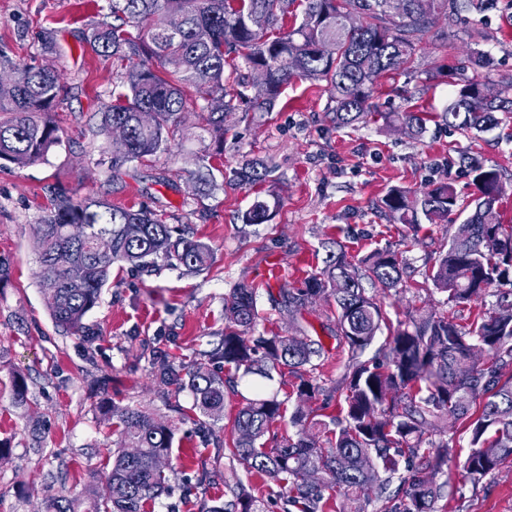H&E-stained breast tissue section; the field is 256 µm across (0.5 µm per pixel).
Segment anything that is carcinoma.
Instances as JSON below:
<instances>
[{"mask_svg":"<svg viewBox=\"0 0 512 512\" xmlns=\"http://www.w3.org/2000/svg\"><path fill=\"white\" fill-rule=\"evenodd\" d=\"M391 0H112V22L91 28L87 38L102 57L125 64L112 104L104 106L98 135L112 151V170L167 152L189 116L200 114L209 145L196 165L209 172L224 152V119L231 112H272L285 86L294 79L325 83L333 121L339 127L367 121L375 111V93L384 79L417 72L416 46L434 40L448 48L439 23H454L467 12H485L494 0H400L401 17L389 16ZM358 11V30L345 29V14ZM267 25L259 28L256 18ZM269 71L264 85L250 74ZM13 88L0 95V163L23 168L43 161L62 141L54 118L63 73L53 64L15 62L0 52V77ZM473 75L454 94L440 118L462 131L483 132L499 124V113H512V79L498 96L486 99ZM195 94H190L189 90ZM142 112L153 113L143 126ZM386 125L400 124L413 137L426 132L428 113H383ZM476 188L474 209L458 225L448 247L431 261L434 288L456 307L487 294L496 297L490 311L461 326L448 312L434 311L398 325L383 356L361 355L374 342L384 315L375 288L398 286L405 259L388 247L358 262L339 248L320 270L298 287L279 288L281 305L300 312L319 298L334 300L336 339L348 350L351 372L340 417L316 418L311 403L320 387L304 378L316 369L321 341L280 335L258 328V289L242 283L224 299V336L209 353L227 374L194 367L153 352L154 376L177 392L189 391L200 418L224 411L226 396L245 384L253 393L225 431L217 447L279 488V497L300 512H325L342 500L340 512H436L434 504L448 484L453 447L442 437V422L469 424L471 450L463 469L479 485L512 462V225L501 222L497 169L471 165ZM272 170L245 160L232 182L247 185L267 179ZM50 206L36 227L40 247V288L56 325L82 336L91 334L87 314L101 299L112 265L135 270L183 268L200 273L213 261L212 248L166 223L147 208H127L103 198L77 199L57 185L46 187ZM271 191L243 216L263 224L280 208ZM457 206L449 182L423 189L391 188L379 208L397 223L417 231L422 222L448 223ZM299 379L289 429L274 431L284 402L266 392L274 376ZM483 401L480 415L471 409ZM112 467L107 480L117 493L90 502L87 512H146L168 490V477L156 459L169 456L176 426L158 420L143 406L114 402ZM210 512H261L243 486L227 506Z\"/></svg>","mask_w":512,"mask_h":512,"instance_id":"1","label":"carcinoma"}]
</instances>
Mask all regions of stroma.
I'll return each mask as SVG.
<instances>
[{"label": "stroma", "instance_id": "obj_1", "mask_svg": "<svg viewBox=\"0 0 512 512\" xmlns=\"http://www.w3.org/2000/svg\"><path fill=\"white\" fill-rule=\"evenodd\" d=\"M78 3L0 0V50L17 62L59 61L65 68V92L56 114L64 144L45 161L0 167V258L10 264L8 279L0 282V440L10 444L0 458V512H49L54 498L90 490L106 496L113 437L100 402H139L166 421L176 417L169 403L192 412L189 392H174L154 378L152 353L161 351L189 365L207 363L208 352L224 334L225 298L239 283L255 281L266 260L277 259L294 285L322 267L327 241L357 259L386 246L402 252L407 262L402 281L381 299L388 324L373 343L378 349L387 342L391 325L439 307L441 294L428 289L430 259L447 247L475 192L462 156L499 170L504 190L498 209L503 223L512 224V116L476 136L449 128L439 118L461 75H479L494 89L512 76V0H496L486 14L450 25L447 51L429 41L419 44L417 73L399 79L398 94L379 89L374 101L380 115L366 124L336 126L328 92L306 81L289 84L274 112L228 115L224 171L246 157L272 166L271 181L219 186L207 197L191 190L197 170L192 153L200 147L193 121L184 126L172 152L113 171L93 118L111 103L120 70L78 40L80 32L110 19V0H90L84 10ZM47 36L63 49L62 58L45 52ZM476 47L491 54L490 64L480 69L471 64ZM416 109L433 115L419 139L381 118L388 111ZM440 181L453 183L460 208L447 223L422 225L417 236L378 207L391 187L416 189ZM55 182L80 199L146 206L167 223L188 225L194 238L213 247L214 265L199 274L113 266L100 304L86 316L92 335L62 331L39 287L35 235L47 203L45 187ZM271 186L283 202L274 218L243 223V213ZM277 292L274 285L259 289L261 327L282 335L302 329L321 340L324 354L312 377L322 392L312 406L339 415L345 406L341 391L348 353L329 333L333 307L319 300L298 314L279 310L270 300ZM17 374L28 387L23 406L12 387ZM240 406L239 398H227L222 416L211 420L204 438L195 434L192 421L178 423L165 466L172 490L152 503L151 512H210L213 505L230 501L231 487L239 484L263 512H284L276 486L225 458L216 446ZM447 437L458 464L448 473L437 512H512V463L472 485L461 466L470 451L469 430L452 421Z\"/></svg>", "mask_w": 512, "mask_h": 512}]
</instances>
